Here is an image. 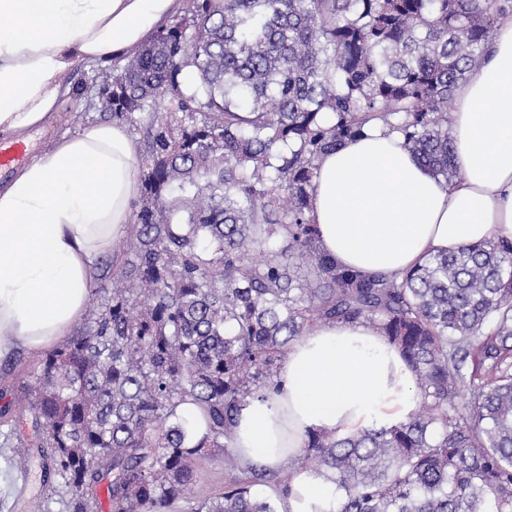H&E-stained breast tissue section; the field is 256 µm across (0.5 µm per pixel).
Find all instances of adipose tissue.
Instances as JSON below:
<instances>
[{
    "label": "adipose tissue",
    "mask_w": 512,
    "mask_h": 512,
    "mask_svg": "<svg viewBox=\"0 0 512 512\" xmlns=\"http://www.w3.org/2000/svg\"><path fill=\"white\" fill-rule=\"evenodd\" d=\"M181 0H0V136L30 140L53 117L58 78L78 61L111 65L148 41ZM453 161L436 179L401 130L380 121L326 155L310 217L338 267L402 278L434 254L512 240V14L455 90ZM140 185L119 122L52 141L0 186V358L62 344L84 316L100 260L126 237ZM417 377L368 323L330 322L299 337L277 385L242 407L232 446L242 467L298 455L307 432L342 436L407 422ZM278 512H334L335 482L299 468L291 491L259 485Z\"/></svg>",
    "instance_id": "adipose-tissue-1"
}]
</instances>
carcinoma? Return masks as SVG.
<instances>
[{
	"mask_svg": "<svg viewBox=\"0 0 512 512\" xmlns=\"http://www.w3.org/2000/svg\"><path fill=\"white\" fill-rule=\"evenodd\" d=\"M511 12L512 0H187L130 50L100 102L144 128L112 287L31 371L29 418L0 409L7 448L39 449L59 477L46 499L101 512L104 482L109 512H275L254 486L287 491L308 464L343 491L336 512H512V241L363 277L336 268L308 216L321 157L374 118L398 122L435 177L459 178L453 92ZM291 255L313 277H295ZM335 321L397 346L419 410L387 429L310 431L300 458L241 467V405L274 385L293 341ZM184 404L200 409L198 438ZM215 458L224 491L205 493L197 466Z\"/></svg>",
	"mask_w": 512,
	"mask_h": 512,
	"instance_id": "obj_1",
	"label": "carcinoma"
}]
</instances>
